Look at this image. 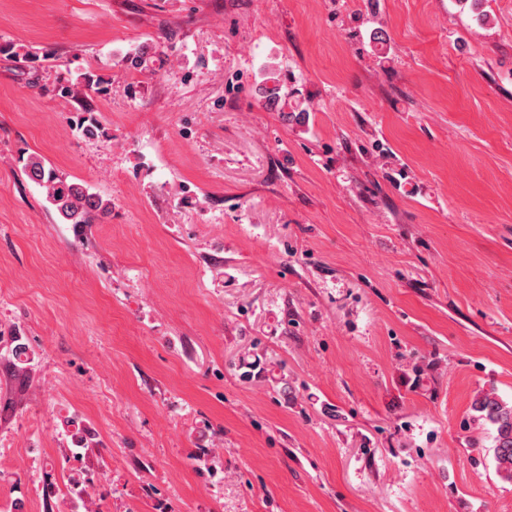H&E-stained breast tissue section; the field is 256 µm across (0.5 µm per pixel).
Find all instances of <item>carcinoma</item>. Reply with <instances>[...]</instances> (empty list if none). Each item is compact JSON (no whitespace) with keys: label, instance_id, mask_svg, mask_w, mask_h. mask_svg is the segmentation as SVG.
<instances>
[{"label":"carcinoma","instance_id":"1","mask_svg":"<svg viewBox=\"0 0 512 512\" xmlns=\"http://www.w3.org/2000/svg\"><path fill=\"white\" fill-rule=\"evenodd\" d=\"M28 178L44 187L47 198L68 224H93L105 214L110 203L89 187L68 180L38 155L29 156L24 164ZM477 418L495 430L493 458L499 475L512 482V404L486 393L474 404Z\"/></svg>","mask_w":512,"mask_h":512}]
</instances>
